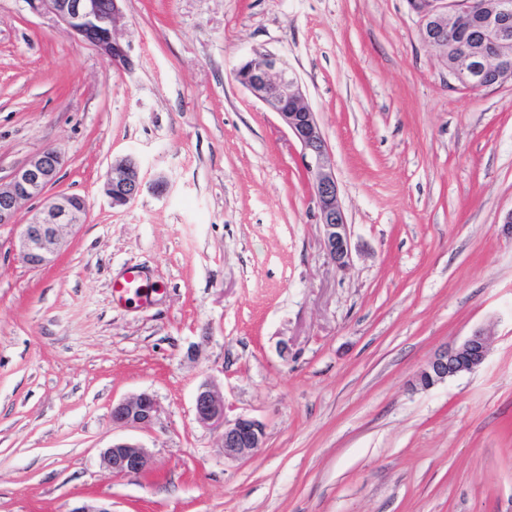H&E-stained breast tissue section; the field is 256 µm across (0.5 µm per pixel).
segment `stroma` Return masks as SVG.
I'll return each instance as SVG.
<instances>
[{
  "instance_id": "35a3bbf8",
  "label": "stroma",
  "mask_w": 512,
  "mask_h": 512,
  "mask_svg": "<svg viewBox=\"0 0 512 512\" xmlns=\"http://www.w3.org/2000/svg\"><path fill=\"white\" fill-rule=\"evenodd\" d=\"M120 70L0 0V181L51 148L87 216L41 268L0 225V512H512V83L458 86L407 0H122ZM300 77L351 258L324 250L301 148L234 79L253 47ZM145 187L112 208L113 161ZM138 267L151 294L121 304ZM485 329L483 365L429 389L435 350ZM265 427L225 460L195 420ZM148 392L149 429L113 425ZM141 443L142 474L101 452ZM143 277L137 270L130 269L121 280L112 285V296L119 301L139 300L146 301ZM194 413L200 425L223 429L221 448L225 459L242 460L253 454L257 448H261L265 437L264 425L246 417H238L232 422L226 421L224 398L208 381L197 387Z\"/></svg>"
}]
</instances>
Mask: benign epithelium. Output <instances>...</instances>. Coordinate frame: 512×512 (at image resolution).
Returning <instances> with one entry per match:
<instances>
[{
	"instance_id": "obj_1",
	"label": "benign epithelium",
	"mask_w": 512,
	"mask_h": 512,
	"mask_svg": "<svg viewBox=\"0 0 512 512\" xmlns=\"http://www.w3.org/2000/svg\"><path fill=\"white\" fill-rule=\"evenodd\" d=\"M122 0H25L29 9L50 14L75 37L96 48L112 64L132 67L127 48L116 34ZM417 16L422 41L444 55L448 43L460 48L448 76L464 88L489 89L512 82V0H408ZM236 81L277 114L282 125L301 147V163L309 179L312 200L324 228V247L338 268L349 264L350 233L339 199V188L325 136L315 112L308 105L300 78L275 53L253 48L234 71ZM62 158L45 149L20 166L6 183L0 182V225L17 223L20 205L38 200L34 218L23 225L19 253L22 261L39 268L51 261L63 234L84 223L85 199L78 194L47 195L62 168ZM144 180L138 162L131 156L116 160L107 171L103 192L114 207H122L142 192ZM489 352V337L476 329L461 343L434 352L417 373L415 385L429 389L479 368ZM196 421L223 429L224 458L242 460L261 447L264 425L238 417L226 421L224 398L212 383H201L195 392ZM159 414V405L148 392L112 404V423L146 429ZM102 463L114 476L141 474L147 465L146 451L138 442L122 440L101 453Z\"/></svg>"
}]
</instances>
